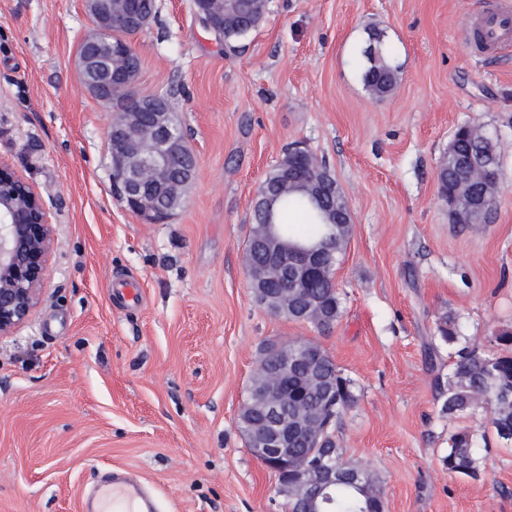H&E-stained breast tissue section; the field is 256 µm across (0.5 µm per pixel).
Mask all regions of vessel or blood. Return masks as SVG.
<instances>
[{
	"mask_svg": "<svg viewBox=\"0 0 512 512\" xmlns=\"http://www.w3.org/2000/svg\"><path fill=\"white\" fill-rule=\"evenodd\" d=\"M478 35L485 51L511 48L512 11L492 8L485 14ZM80 512H159V503L145 483L115 469L102 478L94 497L82 498Z\"/></svg>",
	"mask_w": 512,
	"mask_h": 512,
	"instance_id": "1",
	"label": "vessel or blood"
}]
</instances>
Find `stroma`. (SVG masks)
<instances>
[{"instance_id": "35a3bbf8", "label": "stroma", "mask_w": 512, "mask_h": 512, "mask_svg": "<svg viewBox=\"0 0 512 512\" xmlns=\"http://www.w3.org/2000/svg\"><path fill=\"white\" fill-rule=\"evenodd\" d=\"M486 2L268 0L230 46L194 0H157L130 38L135 86L167 94L197 174L185 206L147 224L112 190V115L77 77L82 0H0V159L56 237L40 304L0 339V512H78L113 467L160 512H284L239 415L263 344L296 339L353 381L337 444L378 475L385 512H512V447L485 413L444 416L437 387L454 360L439 325L482 353L512 329V54L477 51L465 29ZM374 32L398 69L382 97L361 78ZM464 124L499 160L482 224L455 223L437 188ZM297 143L326 163L353 224L342 314L324 333L269 313L245 279L256 190ZM461 428L485 449L475 479L443 464Z\"/></svg>"}]
</instances>
